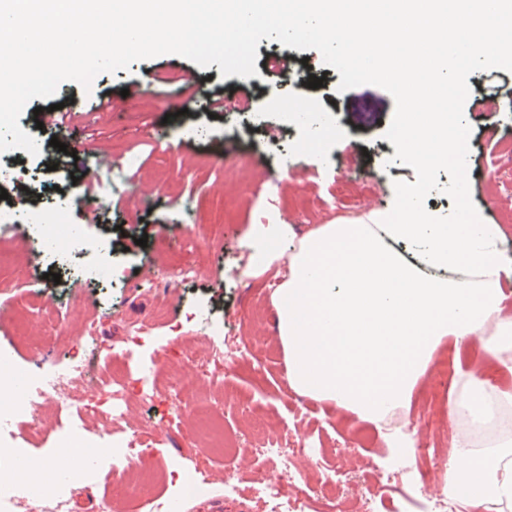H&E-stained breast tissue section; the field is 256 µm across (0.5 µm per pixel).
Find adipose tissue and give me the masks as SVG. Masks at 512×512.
Instances as JSON below:
<instances>
[{
    "label": "adipose tissue",
    "instance_id": "ef3b65f1",
    "mask_svg": "<svg viewBox=\"0 0 512 512\" xmlns=\"http://www.w3.org/2000/svg\"><path fill=\"white\" fill-rule=\"evenodd\" d=\"M418 189L350 224H324L295 241L272 299L288 379L300 394L386 425L396 454L410 452L396 409L410 401L444 342L480 340L512 371V319L502 286L512 263L499 251L500 225L472 211L435 223ZM450 412L482 427L512 393L462 373ZM449 491L471 512L512 505V431L480 448L462 445L446 465Z\"/></svg>",
    "mask_w": 512,
    "mask_h": 512
}]
</instances>
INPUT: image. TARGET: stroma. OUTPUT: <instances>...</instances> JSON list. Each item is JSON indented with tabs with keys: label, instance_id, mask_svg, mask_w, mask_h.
<instances>
[{
	"label": "stroma",
	"instance_id": "obj_1",
	"mask_svg": "<svg viewBox=\"0 0 512 512\" xmlns=\"http://www.w3.org/2000/svg\"><path fill=\"white\" fill-rule=\"evenodd\" d=\"M306 55L304 70L263 73L246 87L239 76L222 77L218 65L203 69L175 54L99 73L86 90L62 83L56 97L75 101L74 123L81 138L122 162L132 183L148 185L149 196L125 194L115 208H95L94 198L108 192L107 185L96 183L88 191L90 203L58 213L61 194L72 191L68 155H61L53 172L36 169L21 149L0 155V170L7 173L1 184L27 182L42 190L36 203L27 204V212L44 222L78 225L93 244L92 250L60 264L47 255L31 257L28 234L9 237L13 260L0 267V279L12 288L0 297V349L36 375L62 369L76 354L85 360L91 379L106 359L117 355L128 365L129 380L151 375L160 393L156 407L133 400L114 421L67 414L47 403L35 418L0 428V444L28 457L53 459L68 438L109 448L94 474L83 478L73 512H95L100 498L130 474L158 466L175 473V480L146 482L140 499L117 500L115 512H152L155 496H187L185 475L216 471L233 482L234 492L225 493L223 483H208L202 494L187 496L186 512H267L265 487L279 463L256 454L254 446L272 441L306 451L295 462L300 477L288 486L289 496H318L319 478L329 470L336 482L331 490L335 512H363L365 501L391 496L400 486V474L377 458L386 445L382 430L290 387L271 300L278 281L246 273L254 256L251 229L265 205L274 204L278 218L301 235L316 224L355 220L388 208L395 199V181L416 180L412 167L394 162L395 147L384 137L395 113L391 94L371 84L338 92L337 70L324 64L316 50ZM313 76L321 78V87L309 88ZM147 77L155 80L150 94L121 96V89ZM467 83L463 112L471 128L470 198L485 222L501 225L503 241L512 242V73L477 71ZM102 93L112 101L104 112L95 108ZM214 93L234 102L250 99L253 110L263 113L262 123L236 111L210 117L204 105ZM302 101L312 111L332 114L338 126L313 155L306 149L308 130L292 110ZM484 101L493 102L495 112H478ZM283 152L294 157L285 168L279 163ZM142 237L147 240L143 247L138 244ZM157 253L164 262L156 278L169 277L176 266L195 269L197 278L176 283L171 292L140 287L144 263ZM107 259L124 271L113 285L88 275ZM199 308L223 324V336L208 335L192 321ZM141 322L147 335L132 339L133 325ZM220 350L225 353L218 369L222 387L200 377L195 392L181 399L168 434L156 436L158 408L168 402L169 382L191 369L193 359L207 360ZM463 369L478 376L505 374L479 341L459 350L443 344L404 412L415 442L430 448L427 457L411 458L431 475L423 484L427 497L443 492L444 462L468 435L448 416L451 399L462 389ZM210 413L225 434L247 438L250 449L228 458L205 447L198 419ZM135 430L151 438L141 457L130 461L126 441Z\"/></svg>",
	"mask_w": 512,
	"mask_h": 512
}]
</instances>
